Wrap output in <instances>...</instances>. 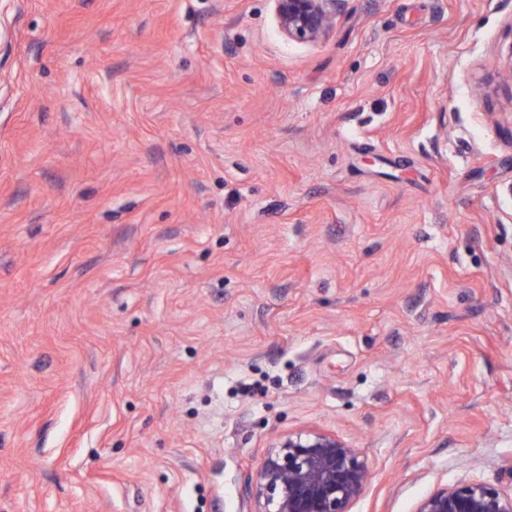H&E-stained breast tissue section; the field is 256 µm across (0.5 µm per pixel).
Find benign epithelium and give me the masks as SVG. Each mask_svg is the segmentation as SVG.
<instances>
[{"instance_id":"7a95c632","label":"benign epithelium","mask_w":512,"mask_h":512,"mask_svg":"<svg viewBox=\"0 0 512 512\" xmlns=\"http://www.w3.org/2000/svg\"><path fill=\"white\" fill-rule=\"evenodd\" d=\"M281 33L318 43L335 26L339 0H274ZM371 481L359 449L322 430L290 432L269 448L249 493L255 512H350ZM415 512H512V492L480 482L445 486L422 498Z\"/></svg>"}]
</instances>
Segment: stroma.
I'll list each match as a JSON object with an SVG mask.
<instances>
[{
  "label": "stroma",
  "instance_id": "1",
  "mask_svg": "<svg viewBox=\"0 0 512 512\" xmlns=\"http://www.w3.org/2000/svg\"><path fill=\"white\" fill-rule=\"evenodd\" d=\"M0 512L512 489V0H0ZM340 0H274L277 22L288 40L318 43L335 26ZM370 481L358 448L326 431L300 430L273 443L249 493L254 512H350Z\"/></svg>",
  "mask_w": 512,
  "mask_h": 512
}]
</instances>
